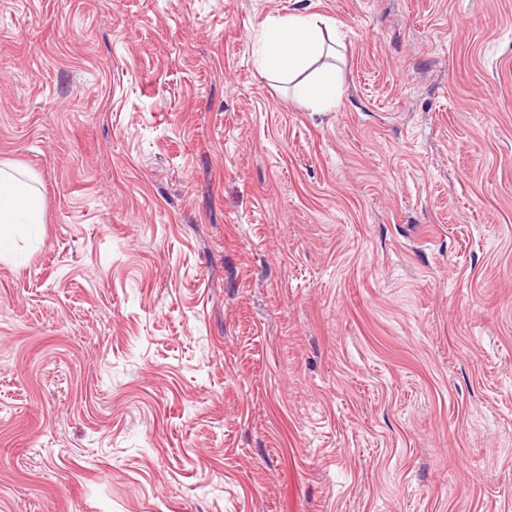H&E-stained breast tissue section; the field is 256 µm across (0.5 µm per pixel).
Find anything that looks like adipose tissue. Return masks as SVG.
I'll list each match as a JSON object with an SVG mask.
<instances>
[{"label":"adipose tissue","mask_w":512,"mask_h":512,"mask_svg":"<svg viewBox=\"0 0 512 512\" xmlns=\"http://www.w3.org/2000/svg\"><path fill=\"white\" fill-rule=\"evenodd\" d=\"M328 26L314 14L294 13L270 20L259 48L260 75L291 85L293 98L323 109L334 107L341 95L335 76L314 72L326 53ZM43 208L14 173L0 168V245L9 241L20 224H39Z\"/></svg>","instance_id":"obj_1"}]
</instances>
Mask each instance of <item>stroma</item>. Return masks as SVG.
Segmentation results:
<instances>
[{
    "instance_id": "obj_1",
    "label": "stroma",
    "mask_w": 512,
    "mask_h": 512,
    "mask_svg": "<svg viewBox=\"0 0 512 512\" xmlns=\"http://www.w3.org/2000/svg\"><path fill=\"white\" fill-rule=\"evenodd\" d=\"M0 167V512H512V0H0ZM327 29L326 21L314 14L297 12L270 20L259 48L260 75L291 84L297 100L322 109L334 107L341 88L332 73L302 76L325 55ZM43 222V207L30 196L14 173L0 168V246L19 231L21 223Z\"/></svg>"
}]
</instances>
